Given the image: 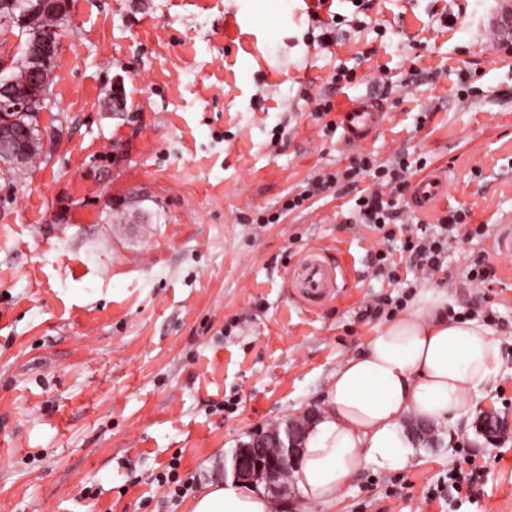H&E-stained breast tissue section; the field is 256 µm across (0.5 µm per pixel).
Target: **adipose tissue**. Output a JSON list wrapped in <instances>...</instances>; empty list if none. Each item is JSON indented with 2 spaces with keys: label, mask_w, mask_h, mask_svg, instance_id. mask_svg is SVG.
I'll list each match as a JSON object with an SVG mask.
<instances>
[{
  "label": "adipose tissue",
  "mask_w": 512,
  "mask_h": 512,
  "mask_svg": "<svg viewBox=\"0 0 512 512\" xmlns=\"http://www.w3.org/2000/svg\"><path fill=\"white\" fill-rule=\"evenodd\" d=\"M450 302L444 292L421 294L331 375L325 404L292 472L305 502L334 501L367 465L387 473L405 469L414 448L402 431L407 419L448 426L468 417L471 392L496 376L502 351L479 320L449 317ZM276 508L261 483H213L197 495L190 512Z\"/></svg>",
  "instance_id": "obj_1"
}]
</instances>
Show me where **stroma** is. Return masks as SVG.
I'll return each mask as SVG.
<instances>
[{
  "label": "stroma",
  "instance_id": "1",
  "mask_svg": "<svg viewBox=\"0 0 512 512\" xmlns=\"http://www.w3.org/2000/svg\"><path fill=\"white\" fill-rule=\"evenodd\" d=\"M510 8L69 0L42 150L0 167V512H189L155 481L170 461L194 490L231 483L240 445L320 405L336 367L427 290L506 341L473 397L506 433L436 428L402 472L365 467L329 504L281 494L278 512H450L428 488L469 457L487 472L459 512H512V249L496 245L512 229ZM340 65L351 83H332ZM365 94L390 112L378 135L357 147L324 133L320 99ZM360 151L447 168V199L404 236L457 208L485 235L460 229L440 270L402 263L389 281L372 274L380 234L350 220L349 194L253 223ZM314 252L344 278L311 307L289 278ZM476 259L493 280L469 277Z\"/></svg>",
  "mask_w": 512,
  "mask_h": 512
}]
</instances>
